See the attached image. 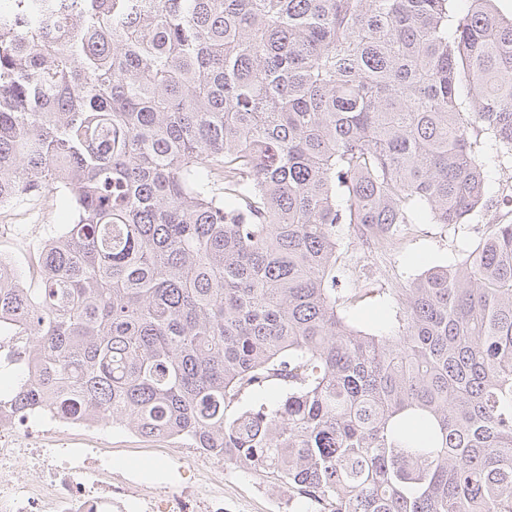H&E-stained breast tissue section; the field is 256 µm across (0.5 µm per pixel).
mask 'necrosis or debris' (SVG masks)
Returning a JSON list of instances; mask_svg holds the SVG:
<instances>
[{"instance_id": "1", "label": "necrosis or debris", "mask_w": 512, "mask_h": 512, "mask_svg": "<svg viewBox=\"0 0 512 512\" xmlns=\"http://www.w3.org/2000/svg\"><path fill=\"white\" fill-rule=\"evenodd\" d=\"M19 415L0 411V512H224V459L182 441L180 470L214 479V489L171 486L137 470L114 478L111 432L87 418L34 412L37 429L17 431Z\"/></svg>"}]
</instances>
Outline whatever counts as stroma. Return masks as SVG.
Masks as SVG:
<instances>
[{"label":"stroma","instance_id":"obj_1","mask_svg":"<svg viewBox=\"0 0 512 512\" xmlns=\"http://www.w3.org/2000/svg\"><path fill=\"white\" fill-rule=\"evenodd\" d=\"M489 208H477L466 223L456 226L433 223L427 211H418L405 233L390 249L368 254L350 231L340 233L337 285L355 304L349 313L367 333L383 335L396 329L402 306L398 290L409 287L424 271L436 265L461 261L494 224H512V198L505 193L512 182V162L500 164L492 151H485ZM72 218L61 194L43 191L12 205L0 207V225L13 224L19 232L12 239L0 238V251H11L23 281L33 284L36 274L28 270L33 253L42 242ZM141 438L124 427L112 431V456L127 464L148 468L167 461L166 451L140 452ZM291 493L287 485L264 472H248L232 465L224 467V512H288Z\"/></svg>","mask_w":512,"mask_h":512}]
</instances>
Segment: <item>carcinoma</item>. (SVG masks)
Here are the masks:
<instances>
[{
  "instance_id": "carcinoma-1",
  "label": "carcinoma",
  "mask_w": 512,
  "mask_h": 512,
  "mask_svg": "<svg viewBox=\"0 0 512 512\" xmlns=\"http://www.w3.org/2000/svg\"><path fill=\"white\" fill-rule=\"evenodd\" d=\"M452 2L0 0V205L73 212L40 287L0 275L39 364L14 406L188 438L316 512H512V224L393 334L338 313L339 225L463 224L483 140L512 158V19Z\"/></svg>"
}]
</instances>
